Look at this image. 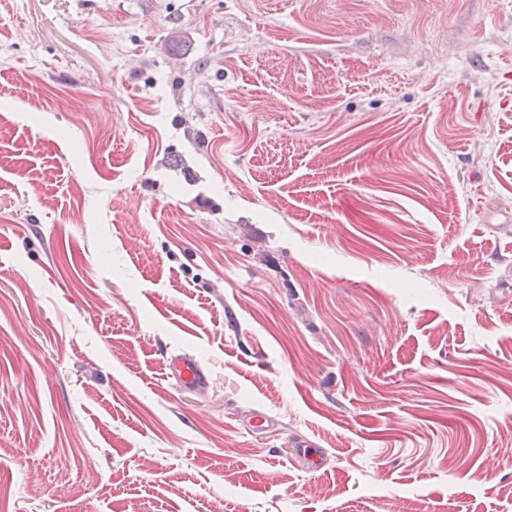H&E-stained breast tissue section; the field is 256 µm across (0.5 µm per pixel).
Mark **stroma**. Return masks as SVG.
<instances>
[{
	"instance_id": "35a3bbf8",
	"label": "stroma",
	"mask_w": 512,
	"mask_h": 512,
	"mask_svg": "<svg viewBox=\"0 0 512 512\" xmlns=\"http://www.w3.org/2000/svg\"><path fill=\"white\" fill-rule=\"evenodd\" d=\"M0 512H512V0H0ZM167 366L185 389H202L209 383L208 375L196 363L174 356Z\"/></svg>"
}]
</instances>
